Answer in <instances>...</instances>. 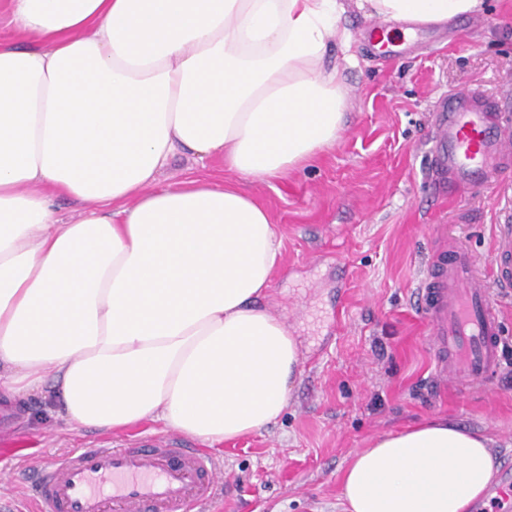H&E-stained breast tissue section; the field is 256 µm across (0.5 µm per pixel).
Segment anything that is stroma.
<instances>
[{"label":"stroma","mask_w":512,"mask_h":512,"mask_svg":"<svg viewBox=\"0 0 512 512\" xmlns=\"http://www.w3.org/2000/svg\"><path fill=\"white\" fill-rule=\"evenodd\" d=\"M373 24L348 0V122L336 145L281 181L241 182L282 241L263 304L287 322L302 359L274 427L206 445L224 466L218 512H343L352 452L422 418L482 433L496 461L512 466V383L499 373L480 385L435 383L417 294L434 257L453 245L489 272L495 227L512 219V165L488 187L451 196L428 176L441 96L478 90L512 113V0H485L482 14L410 42L392 24L405 49L392 61L364 38ZM167 432L159 422L121 435L68 424L36 397L0 408V512H34L30 462Z\"/></svg>","instance_id":"stroma-1"}]
</instances>
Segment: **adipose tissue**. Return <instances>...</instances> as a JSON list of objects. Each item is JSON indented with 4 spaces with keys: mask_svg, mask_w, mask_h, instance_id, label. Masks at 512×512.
<instances>
[{
    "mask_svg": "<svg viewBox=\"0 0 512 512\" xmlns=\"http://www.w3.org/2000/svg\"><path fill=\"white\" fill-rule=\"evenodd\" d=\"M0 40V401L121 432L147 421L214 444L288 406L297 342L260 300L281 255L238 185L165 184L178 156L287 178L335 145L347 95L343 0H8ZM438 26L484 0H356ZM83 203L67 224L56 201ZM489 438L424 421L372 438L344 512H469Z\"/></svg>",
    "mask_w": 512,
    "mask_h": 512,
    "instance_id": "1",
    "label": "adipose tissue"
}]
</instances>
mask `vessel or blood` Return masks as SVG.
Masks as SVG:
<instances>
[{"label": "vessel or blood", "instance_id": "b4317fda", "mask_svg": "<svg viewBox=\"0 0 512 512\" xmlns=\"http://www.w3.org/2000/svg\"><path fill=\"white\" fill-rule=\"evenodd\" d=\"M432 172L445 192L485 187L512 160V114L471 90L442 100L435 114ZM512 287V224L496 228L491 277L474 254L441 252L420 284L438 381L476 384L502 366L501 325L491 285ZM222 466L176 437L124 448H79L38 466L40 512H208L221 494Z\"/></svg>", "mask_w": 512, "mask_h": 512}]
</instances>
